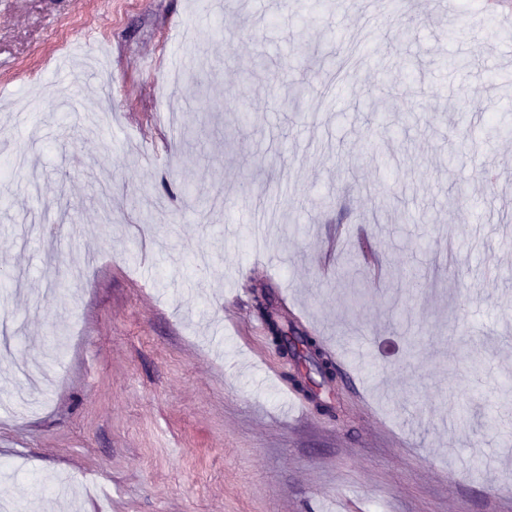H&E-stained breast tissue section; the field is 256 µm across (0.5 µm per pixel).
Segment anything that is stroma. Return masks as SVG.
Returning <instances> with one entry per match:
<instances>
[{"label": "stroma", "mask_w": 512, "mask_h": 512, "mask_svg": "<svg viewBox=\"0 0 512 512\" xmlns=\"http://www.w3.org/2000/svg\"><path fill=\"white\" fill-rule=\"evenodd\" d=\"M219 2L217 38L203 0H0V160L26 159L0 174V501L512 512V26L480 0ZM176 52L211 74L169 89ZM264 290L340 353L330 386L270 343ZM291 373L332 415L288 409Z\"/></svg>", "instance_id": "stroma-1"}]
</instances>
